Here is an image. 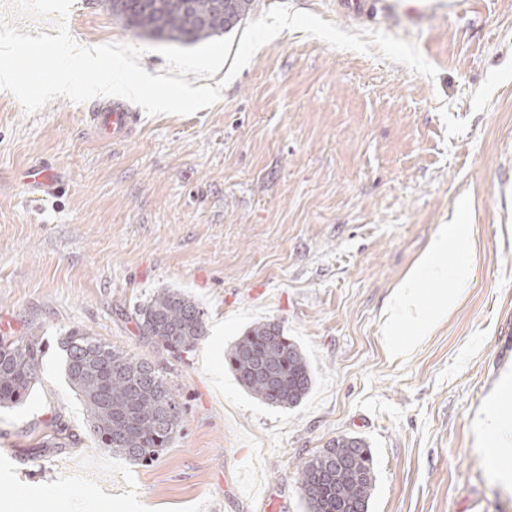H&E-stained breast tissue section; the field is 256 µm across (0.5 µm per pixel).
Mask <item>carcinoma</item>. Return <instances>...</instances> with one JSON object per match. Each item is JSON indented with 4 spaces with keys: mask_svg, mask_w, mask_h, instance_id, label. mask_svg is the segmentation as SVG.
<instances>
[{
    "mask_svg": "<svg viewBox=\"0 0 512 512\" xmlns=\"http://www.w3.org/2000/svg\"><path fill=\"white\" fill-rule=\"evenodd\" d=\"M209 17L190 26L184 3ZM112 9L138 34L155 40L194 44L234 28L253 0H124ZM140 333L165 351L189 353L206 334L205 312L176 289H162L135 312ZM65 376L81 396L88 427L99 448L137 464L154 461L180 432L182 404L156 366L133 358L87 332L73 329L62 341ZM44 355L40 336L0 338V408L22 404L39 380ZM237 383L261 402L297 406L313 384V370L298 344L273 320L252 325L224 354ZM375 471L368 443L355 436L329 441L300 469L306 512H369Z\"/></svg>",
    "mask_w": 512,
    "mask_h": 512,
    "instance_id": "obj_1",
    "label": "carcinoma"
}]
</instances>
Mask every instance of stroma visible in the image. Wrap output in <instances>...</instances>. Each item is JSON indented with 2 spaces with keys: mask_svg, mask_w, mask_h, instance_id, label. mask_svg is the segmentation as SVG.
Listing matches in <instances>:
<instances>
[{
  "mask_svg": "<svg viewBox=\"0 0 512 512\" xmlns=\"http://www.w3.org/2000/svg\"><path fill=\"white\" fill-rule=\"evenodd\" d=\"M277 3L411 41L437 75L286 30L218 102L142 114L117 143L89 121L97 99L29 113L0 93V336L46 345L26 402L0 409V512H265L269 490L281 512H306L300 468L344 435L372 451L369 512H512V480L477 431L493 396L512 413V0H377L363 16L336 0H254L249 19ZM62 22L81 46H141L147 72L166 69L159 41L107 0L19 27ZM36 165L60 173L54 194L23 187ZM449 224L466 247L442 256L448 280L424 283L421 302L454 303L393 355V292ZM162 288L206 313L191 353L135 323ZM268 318L312 366L294 408L262 403L224 363ZM76 327L152 362L179 395L183 427L151 465L89 434L59 349ZM56 423L67 447L48 445Z\"/></svg>",
  "mask_w": 512,
  "mask_h": 512,
  "instance_id": "obj_1",
  "label": "stroma"
}]
</instances>
